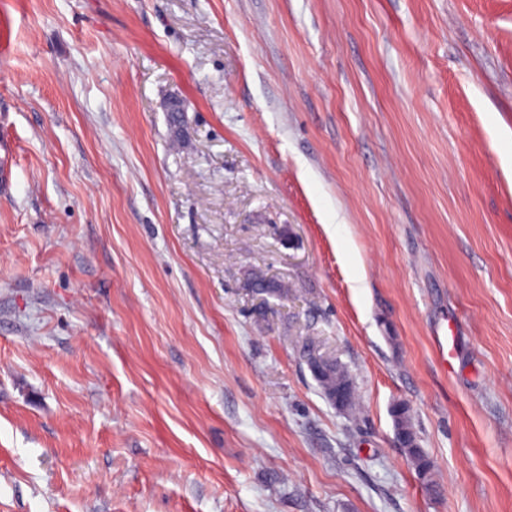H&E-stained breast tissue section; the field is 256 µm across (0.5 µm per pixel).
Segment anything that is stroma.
<instances>
[{
	"instance_id": "obj_1",
	"label": "stroma",
	"mask_w": 512,
	"mask_h": 512,
	"mask_svg": "<svg viewBox=\"0 0 512 512\" xmlns=\"http://www.w3.org/2000/svg\"><path fill=\"white\" fill-rule=\"evenodd\" d=\"M0 33V512H512V0H0ZM313 377L326 399H328L332 391H335L338 386L352 387L354 396L348 402L347 410H351L352 413L357 409L358 403L353 378L348 368L337 359H330V361L325 364L323 370L317 376L313 375ZM392 416L396 418L397 424L405 428L409 433V436L404 440V443L407 445V448L404 449L412 459L418 476L426 482L427 486H432V480L429 478L432 462L419 446L417 433L412 424L408 408L403 402H397L393 405Z\"/></svg>"
}]
</instances>
